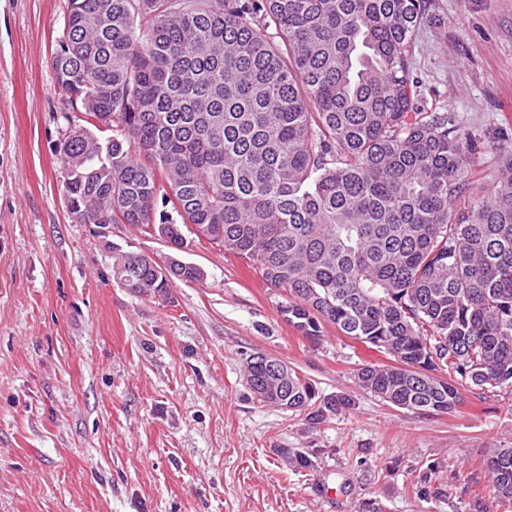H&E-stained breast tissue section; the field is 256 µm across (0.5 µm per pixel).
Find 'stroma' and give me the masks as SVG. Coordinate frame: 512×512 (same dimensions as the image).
Returning <instances> with one entry per match:
<instances>
[{"label": "stroma", "instance_id": "stroma-1", "mask_svg": "<svg viewBox=\"0 0 512 512\" xmlns=\"http://www.w3.org/2000/svg\"><path fill=\"white\" fill-rule=\"evenodd\" d=\"M65 11L0 0V512H512L485 480L489 449L512 448L511 387L464 392L449 414L389 405L357 383L386 354L330 325L303 337L281 312L288 293L207 242L183 255L204 280H173L167 302L122 288L112 250H171L66 210L57 145L72 108L52 68ZM431 12L413 39L417 99L477 139L484 195L512 152V0ZM253 352L352 408L314 426L261 402Z\"/></svg>", "mask_w": 512, "mask_h": 512}]
</instances>
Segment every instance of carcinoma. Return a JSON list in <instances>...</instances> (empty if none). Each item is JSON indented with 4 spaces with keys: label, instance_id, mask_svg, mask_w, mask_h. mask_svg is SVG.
<instances>
[{
    "label": "carcinoma",
    "instance_id": "1",
    "mask_svg": "<svg viewBox=\"0 0 512 512\" xmlns=\"http://www.w3.org/2000/svg\"><path fill=\"white\" fill-rule=\"evenodd\" d=\"M432 0H66L57 85L86 131L65 130V196L97 226L128 224L184 252L205 240L252 259L297 299L310 340L332 324L390 356L359 386L406 410L453 412L461 388L512 386V154L471 189L474 140L424 112L409 58ZM121 129V134L111 131ZM182 212L172 220L168 197ZM187 224L198 226L188 237ZM178 279L205 273L176 263ZM113 273L166 301L171 281L124 252ZM448 377L424 382L416 364ZM262 401L302 410L313 387L246 361ZM351 406L346 396L312 413ZM299 469L314 454L281 449ZM485 478L512 501V448Z\"/></svg>",
    "mask_w": 512,
    "mask_h": 512
}]
</instances>
